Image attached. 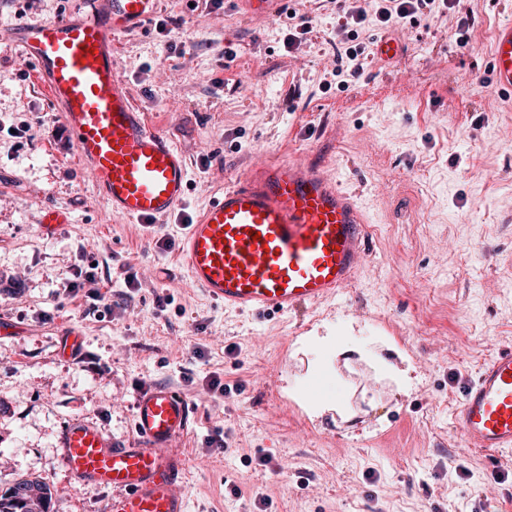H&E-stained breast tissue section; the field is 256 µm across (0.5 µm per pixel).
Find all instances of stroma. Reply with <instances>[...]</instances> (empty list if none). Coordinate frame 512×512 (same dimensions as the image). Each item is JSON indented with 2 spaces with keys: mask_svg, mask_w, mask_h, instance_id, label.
Listing matches in <instances>:
<instances>
[{
  "mask_svg": "<svg viewBox=\"0 0 512 512\" xmlns=\"http://www.w3.org/2000/svg\"><path fill=\"white\" fill-rule=\"evenodd\" d=\"M79 5L0 0V494L34 479L50 512H106L110 491L65 468L62 429L82 418L135 446L137 396L166 386L194 411L175 445L189 512H512V451L453 457L450 420L483 359L512 347V95L489 76L512 0H433L387 28L382 0H349L365 49L383 34L406 44L397 62L360 65L337 58L334 0L262 16L239 0H160L114 42L136 105L190 159L184 204L153 224L113 217L12 47L14 28ZM264 154L335 174L373 221L358 278L297 315L225 310L179 256L226 178ZM49 211L66 221L46 234ZM89 268L97 291L66 289ZM70 332L83 346L64 357ZM339 336L335 369L358 361L373 389L320 414L295 390ZM218 433L220 451L207 444Z\"/></svg>",
  "mask_w": 512,
  "mask_h": 512,
  "instance_id": "stroma-1",
  "label": "stroma"
}]
</instances>
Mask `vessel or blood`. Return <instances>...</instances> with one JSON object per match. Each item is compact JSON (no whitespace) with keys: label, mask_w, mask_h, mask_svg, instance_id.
Masks as SVG:
<instances>
[{"label":"vessel or blood","mask_w":512,"mask_h":512,"mask_svg":"<svg viewBox=\"0 0 512 512\" xmlns=\"http://www.w3.org/2000/svg\"><path fill=\"white\" fill-rule=\"evenodd\" d=\"M159 0H82L56 21L23 24L16 48L31 61L59 108L80 161L94 174L115 216L150 224L185 198V153L135 105L113 49L116 33L143 28ZM494 84L512 91V22L491 47ZM369 217L338 179L298 159L269 158L231 178L188 226L181 254L190 279L239 313L286 315L339 295L368 254ZM321 362L298 389L310 406L349 402ZM134 425L141 443L123 448L96 426L70 422L60 435L68 470L112 492L108 512H187L174 442L193 409L157 386L139 395ZM452 424L458 454L512 450V348L497 350L468 380Z\"/></svg>","instance_id":"1"}]
</instances>
